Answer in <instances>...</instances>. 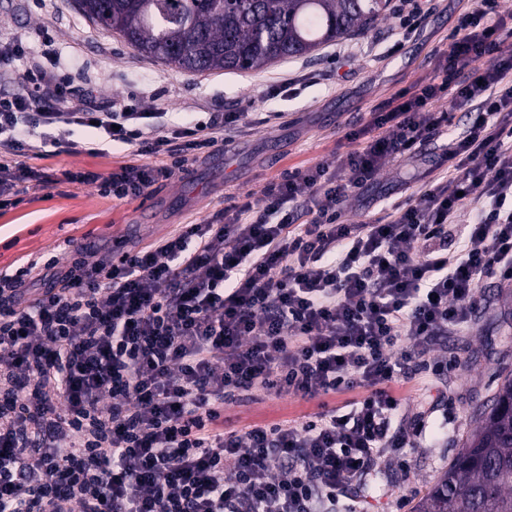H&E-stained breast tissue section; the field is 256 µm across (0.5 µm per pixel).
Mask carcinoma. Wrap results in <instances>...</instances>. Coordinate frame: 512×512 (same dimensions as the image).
<instances>
[{
  "label": "carcinoma",
  "instance_id": "obj_1",
  "mask_svg": "<svg viewBox=\"0 0 512 512\" xmlns=\"http://www.w3.org/2000/svg\"><path fill=\"white\" fill-rule=\"evenodd\" d=\"M74 0L91 23L139 53L189 73L249 71L358 34L378 19L380 0ZM413 512H512V376L448 470Z\"/></svg>",
  "mask_w": 512,
  "mask_h": 512
}]
</instances>
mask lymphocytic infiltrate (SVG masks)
I'll list each match as a JSON object with an SVG mask.
<instances>
[{"label": "lymphocytic infiltrate", "mask_w": 512, "mask_h": 512, "mask_svg": "<svg viewBox=\"0 0 512 512\" xmlns=\"http://www.w3.org/2000/svg\"><path fill=\"white\" fill-rule=\"evenodd\" d=\"M512 13L476 0L433 74L350 129L333 160L297 167L220 224H186L121 252L97 274L0 272V512H336L388 453L415 447L399 385L471 320L487 278L512 283ZM27 57L23 72L14 63ZM52 54L0 42V197L48 186L28 166L45 147L78 152L60 126L89 128L156 165L82 182L119 199L224 145L233 112L170 125L94 87L73 93ZM450 99L451 110L435 109ZM476 120L444 176L368 224L344 206L385 162ZM260 389L304 398L356 390L348 409L225 430L224 402Z\"/></svg>", "instance_id": "f902f5d3"}]
</instances>
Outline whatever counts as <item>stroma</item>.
<instances>
[{
	"label": "stroma",
	"mask_w": 512,
	"mask_h": 512,
	"mask_svg": "<svg viewBox=\"0 0 512 512\" xmlns=\"http://www.w3.org/2000/svg\"><path fill=\"white\" fill-rule=\"evenodd\" d=\"M389 3L365 34L348 38L354 54L340 64L327 60L336 47L331 41L312 54L255 71L191 74L142 56L117 35L91 24L72 0H0V38L19 37L33 49L51 37L63 63L77 73L75 86L93 83L103 99H124L146 111L162 98L178 124L205 120L210 112L239 113L241 124L223 149L193 161L188 173L159 179L135 199L118 200L97 185L62 177L66 171L112 172L128 160L122 149L53 151L33 159V166L54 183L0 205V271L31 263L39 275L53 259L63 267L76 261L94 272L112 254L156 244L182 225L222 220L231 198L261 197L285 170L331 159L345 132L372 107L435 70L458 16L473 0H431L429 14L410 34L400 28L393 10L398 0ZM298 72L311 74V81L297 95L280 93L279 84ZM267 111L282 117L255 124L254 113ZM448 142L444 136L415 156L387 162L380 178L381 206L351 203L349 222H372L380 207L419 192L420 184L401 183V176L429 168ZM434 356L447 362V369L422 373L402 390L401 423L420 427L416 448L407 451L404 462L385 460L370 468L340 497L338 512L354 500L364 501L367 512H412L444 473L474 427L477 406L512 374V287L485 281L469 326L445 338ZM355 398L344 392L322 402L256 389L250 398L225 403L224 426L297 420L318 411L320 404L342 407ZM376 483L383 493L369 497L367 490Z\"/></svg>",
	"instance_id": "obj_1"
}]
</instances>
